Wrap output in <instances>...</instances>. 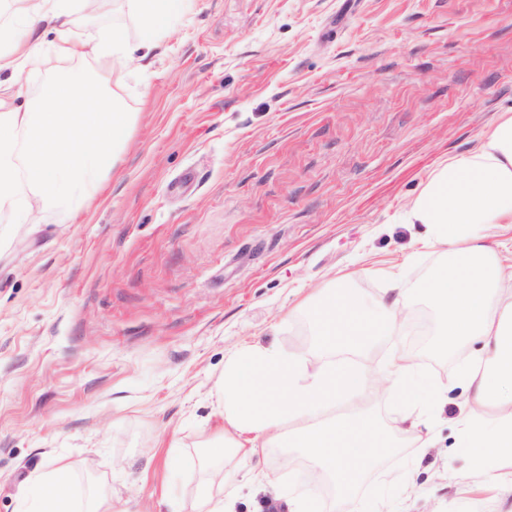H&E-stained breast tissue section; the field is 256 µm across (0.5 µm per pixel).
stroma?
<instances>
[{
    "label": "stroma",
    "instance_id": "1",
    "mask_svg": "<svg viewBox=\"0 0 512 512\" xmlns=\"http://www.w3.org/2000/svg\"><path fill=\"white\" fill-rule=\"evenodd\" d=\"M140 32L127 0L72 16L74 36ZM78 74L118 91L134 123L102 191L84 208L0 217V512H37L53 463L83 505L107 489L125 512H194L207 448L223 422L215 384L244 342L309 348L298 304L353 272L384 296L386 271L415 288L444 255L420 251L405 213L435 168L472 153L512 110V0H191L146 65L48 57L12 103ZM428 335H383L359 359L378 374L411 359L447 382L460 358ZM450 391L434 448L411 437L364 478L366 498L419 472L400 512H507L459 499L463 468ZM224 466L234 512H286L290 493L332 503L300 457ZM264 469V486L245 482Z\"/></svg>",
    "mask_w": 512,
    "mask_h": 512
}]
</instances>
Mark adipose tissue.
I'll use <instances>...</instances> for the list:
<instances>
[{"instance_id": "ef3b65f1", "label": "adipose tissue", "mask_w": 512, "mask_h": 512, "mask_svg": "<svg viewBox=\"0 0 512 512\" xmlns=\"http://www.w3.org/2000/svg\"><path fill=\"white\" fill-rule=\"evenodd\" d=\"M182 4L130 0L141 25L137 39L116 27L76 41L66 35L70 13H94L96 0H23L16 15L0 21V93L10 91L47 48L60 59L120 65L147 59ZM130 127L120 94L92 80H47L33 108L0 100V210L33 224L45 205H81L100 188ZM406 220L424 225L423 246L447 256L418 293L434 314L432 350L470 352L452 383L418 373L402 356L377 377L355 363L381 334L402 332L412 305L403 289L393 288L390 300L371 308L346 288L323 289L306 305L319 358L257 343L238 346L225 358L215 391L224 431L233 440L217 448V456L248 459L268 448L288 449L333 480L340 491L333 512H383L384 496L363 502L352 494L396 448L395 429L381 424L372 401L397 395L399 424L426 448L433 441L429 419L453 386L466 396L457 433L469 462L457 494L489 490L496 501L512 498V262L486 243L491 228L512 230L511 112L500 113L472 154L436 171ZM340 351L349 360L336 361ZM236 492L233 474L211 468L195 512H232Z\"/></svg>"}]
</instances>
